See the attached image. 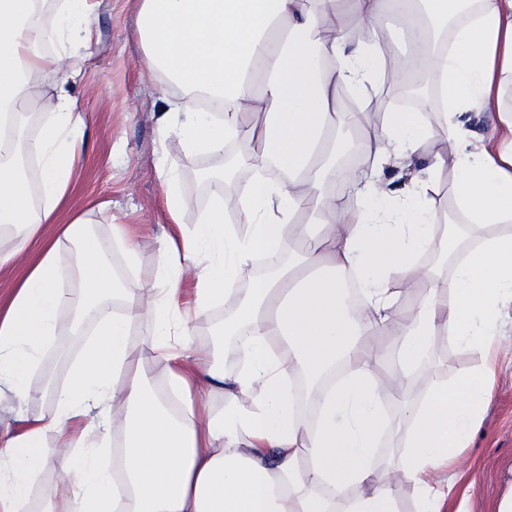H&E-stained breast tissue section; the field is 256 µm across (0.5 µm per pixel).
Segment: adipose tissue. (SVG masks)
Here are the masks:
<instances>
[{"instance_id":"1","label":"adipose tissue","mask_w":512,"mask_h":512,"mask_svg":"<svg viewBox=\"0 0 512 512\" xmlns=\"http://www.w3.org/2000/svg\"><path fill=\"white\" fill-rule=\"evenodd\" d=\"M144 65L171 94L158 126L184 149L223 171L231 141L260 140L245 164L254 178L233 199L222 185L194 229L179 225L186 199L167 170L159 177L173 222L160 237L158 275L149 306L135 300L114 272L122 254L138 261L136 235L116 224L110 237L75 215L41 239L70 197L76 143L85 126L65 89L93 54L88 20L100 0H59L57 21H40L43 0H0V235L39 249L0 302V390L29 402V384L51 349L65 314L91 313L95 327L68 380L53 394L52 417L25 418L20 432L0 433V512H20L43 467L62 461L65 490L43 494L40 512H400L394 494L405 485L417 512H467L453 505L454 485L439 480L454 466L480 424L493 391V343L512 335V0H133ZM447 27L439 51L416 36L417 25ZM59 48L44 51L47 41ZM437 77L442 108L433 119L392 109L367 145L372 167L344 199L326 187L338 126L362 116L336 109L342 89L398 82L403 63ZM64 80L46 92L42 79ZM48 111L29 151L40 165L31 184L16 128L35 105ZM494 113L484 134L473 121ZM263 116L259 127L245 117ZM442 134L430 148L433 127ZM280 174L270 178V167ZM455 177L458 224L437 235L432 191ZM485 228L479 244L449 277L418 261L444 256L459 224ZM319 229L314 250L293 242ZM283 257L274 276L237 285L240 270L264 253ZM77 274L78 288L62 281ZM357 277L360 307L349 314L338 282ZM421 291L400 314L396 287ZM236 309L224 333L242 337L244 359L227 370L219 348L191 352L189 323L220 301ZM152 321L147 344L164 363L180 397L171 414L135 364L127 337ZM404 335L395 352L399 374L380 378L381 353L365 339L390 325ZM484 355L479 371L461 372L412 398V375L431 355L434 337ZM344 380L318 387L335 363ZM306 378L314 421L299 418L289 382ZM222 392L225 406L199 412L196 403ZM403 396L406 425L390 424L386 399ZM127 410L116 468L102 454L111 405ZM59 440L49 443L48 430ZM407 449L385 482L376 480L380 432Z\"/></svg>"}]
</instances>
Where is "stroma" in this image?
I'll return each mask as SVG.
<instances>
[{
    "label": "stroma",
    "mask_w": 512,
    "mask_h": 512,
    "mask_svg": "<svg viewBox=\"0 0 512 512\" xmlns=\"http://www.w3.org/2000/svg\"><path fill=\"white\" fill-rule=\"evenodd\" d=\"M99 43L72 86L85 116L83 144L76 162L72 215L91 212L94 230L111 233L115 224L138 228L139 264L131 282L136 297L149 304L156 278L159 236L169 216L156 164L164 162L176 189L188 200L180 222L192 229L207 198L199 166L203 155L184 150L172 137L160 140L157 117L163 107V83L143 68L137 11L131 0H103L95 21ZM87 334L66 330L57 336L41 368L30 383L46 388L47 376L63 382ZM494 387L478 429L453 469L459 493L469 499L471 512H490L493 503L512 497V343H497L492 351ZM476 352L455 342L433 350L425 373V387L454 380L461 371L481 366ZM425 387H414L423 395Z\"/></svg>",
    "instance_id": "35a3bbf8"
}]
</instances>
